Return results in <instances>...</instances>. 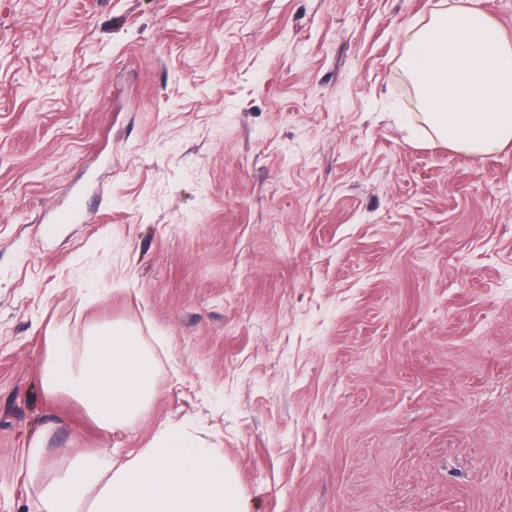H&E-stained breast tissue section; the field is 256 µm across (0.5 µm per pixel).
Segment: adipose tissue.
Instances as JSON below:
<instances>
[{
	"instance_id": "ef3b65f1",
	"label": "adipose tissue",
	"mask_w": 512,
	"mask_h": 512,
	"mask_svg": "<svg viewBox=\"0 0 512 512\" xmlns=\"http://www.w3.org/2000/svg\"><path fill=\"white\" fill-rule=\"evenodd\" d=\"M403 66L413 80L433 146L479 157L512 146V39L479 5L452 0L410 26ZM155 365L129 323L93 327L80 354L67 335L46 340L40 382L74 398L103 430L116 432L154 397ZM46 434L23 450L37 486L35 512H246L234 477L215 451L160 430L124 461L78 451L53 469Z\"/></svg>"
}]
</instances>
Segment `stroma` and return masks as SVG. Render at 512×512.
Instances as JSON below:
<instances>
[{"label":"stroma","mask_w":512,"mask_h":512,"mask_svg":"<svg viewBox=\"0 0 512 512\" xmlns=\"http://www.w3.org/2000/svg\"><path fill=\"white\" fill-rule=\"evenodd\" d=\"M436 2L0 0V512L37 433L60 462L165 426L247 512H512V147L399 121ZM125 319L156 396L110 433L41 357ZM84 217V201L82 196L75 195L69 205L57 211L52 219L43 226V232L46 237L54 235L56 228L60 224H74Z\"/></svg>","instance_id":"stroma-1"}]
</instances>
